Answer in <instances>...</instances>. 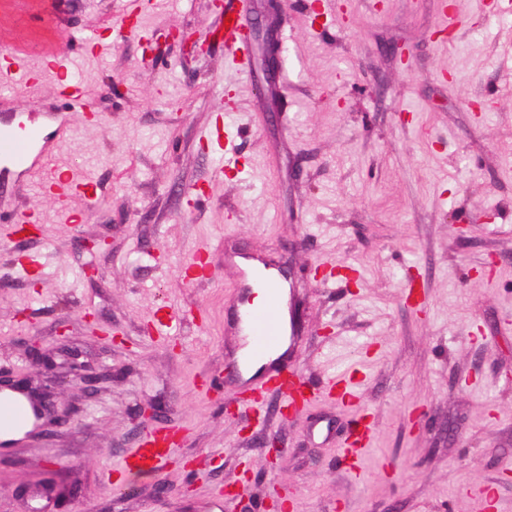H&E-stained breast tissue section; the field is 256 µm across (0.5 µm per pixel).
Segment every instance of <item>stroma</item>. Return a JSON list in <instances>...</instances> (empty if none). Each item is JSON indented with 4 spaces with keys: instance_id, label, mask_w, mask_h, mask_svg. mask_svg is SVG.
<instances>
[{
    "instance_id": "1",
    "label": "stroma",
    "mask_w": 512,
    "mask_h": 512,
    "mask_svg": "<svg viewBox=\"0 0 512 512\" xmlns=\"http://www.w3.org/2000/svg\"><path fill=\"white\" fill-rule=\"evenodd\" d=\"M447 1L323 0L328 27L309 0L272 13L244 0L278 31L271 78L225 61L208 0H160L138 35L74 59L102 119L76 115L55 162L77 165L98 198L72 196L71 223L22 180L9 203L38 215V236L0 222V370L29 374L24 341L38 334L72 416L0 449V512H211L234 485L224 512H512V0H451V24ZM122 6L0 0V48L44 72L13 81L28 123L58 104L45 52L113 26ZM173 27L209 50L166 42ZM219 110L234 171L204 140ZM90 238L109 250L87 252ZM200 249L210 277L192 283L182 270ZM228 250L288 266L300 370L362 374L357 405L323 394L287 418L272 393L259 429L225 413L233 389L205 391L238 344ZM172 316L170 335L144 333ZM73 350L111 365V382L91 396L68 383ZM152 400L183 440L161 474L126 475L130 491L115 493L103 475L136 447L134 412ZM362 413L375 434L356 474L341 454ZM272 435L287 450L274 468Z\"/></svg>"
}]
</instances>
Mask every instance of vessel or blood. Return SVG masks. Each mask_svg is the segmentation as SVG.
Returning a JSON list of instances; mask_svg holds the SVG:
<instances>
[{"instance_id": "vessel-or-blood-1", "label": "vessel or blood", "mask_w": 512, "mask_h": 512, "mask_svg": "<svg viewBox=\"0 0 512 512\" xmlns=\"http://www.w3.org/2000/svg\"><path fill=\"white\" fill-rule=\"evenodd\" d=\"M225 13L232 20L224 28V53L231 56L241 73L251 71L252 41L239 15L236 0H225ZM23 73L28 85L38 82L36 74L26 67L24 54L12 50L0 54V74ZM57 94L64 103L63 110L51 111L55 123L52 134L42 129L27 126L21 113L0 114V180L15 174L40 179L43 190L57 196L60 203L79 193L86 198L96 196L90 183L75 178L72 169L53 166L52 160L58 145L68 139L71 130V115L88 112L83 91L79 85L59 81ZM251 282H243L235 308L236 328L243 338L242 356L235 362L236 372H243L253 363L263 361L278 350L282 340L280 313V288L275 279H268L266 288L268 301L260 308L252 307ZM249 393L245 397L247 406L262 403L268 394H277L289 406L308 403L306 394L311 384L299 369L291 364L279 366L263 377L248 380ZM320 391L335 396L338 401L355 398L357 390L352 377H333L319 386ZM33 417L28 400L21 394L0 397V432L27 426ZM172 435L157 430L149 431L139 448L120 461L121 470L139 474H156L162 471L173 449Z\"/></svg>"}]
</instances>
